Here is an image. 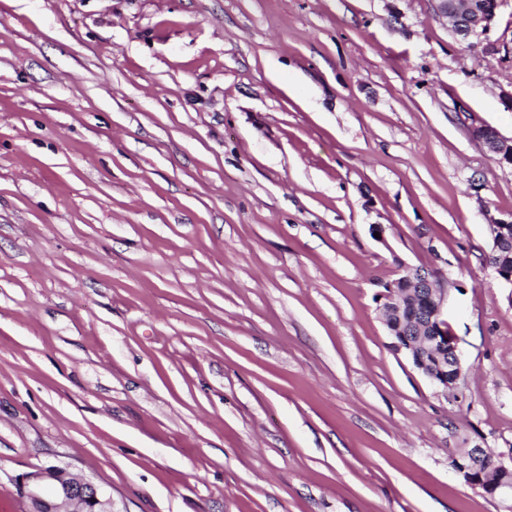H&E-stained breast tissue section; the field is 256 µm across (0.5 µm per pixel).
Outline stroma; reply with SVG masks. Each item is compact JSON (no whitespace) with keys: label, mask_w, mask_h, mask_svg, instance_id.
<instances>
[{"label":"stroma","mask_w":512,"mask_h":512,"mask_svg":"<svg viewBox=\"0 0 512 512\" xmlns=\"http://www.w3.org/2000/svg\"><path fill=\"white\" fill-rule=\"evenodd\" d=\"M0 0V512L48 462L114 512H512V0ZM381 226L375 237L373 226ZM453 282L431 384L380 296ZM484 1L487 0H438L439 12L448 18L452 34L461 43L479 40L490 31L499 1L491 0V6ZM475 46L484 53L495 51L492 44L484 46L481 40ZM472 136L497 156L499 161L512 164V137L505 138L496 129L487 126L475 127ZM453 460L452 467L454 471L461 476L464 483L470 487L475 484L472 488H477L485 494L488 493V487L490 485L512 484V469L505 470L500 467L499 456L486 448H483L480 456L475 458L474 461L478 471L476 475H482V478H477L475 483H473L471 466L467 462L460 460L459 457H455ZM492 494L494 498L503 501H512L511 485H499L494 489Z\"/></svg>","instance_id":"stroma-1"}]
</instances>
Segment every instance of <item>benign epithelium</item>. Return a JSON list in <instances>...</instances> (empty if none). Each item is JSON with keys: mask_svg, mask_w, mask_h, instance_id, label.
<instances>
[{"mask_svg": "<svg viewBox=\"0 0 512 512\" xmlns=\"http://www.w3.org/2000/svg\"><path fill=\"white\" fill-rule=\"evenodd\" d=\"M498 7L499 0L489 4L484 0H438V10L450 21L454 37L462 43L476 40L475 46L481 47L484 53L494 51V47L490 43L483 44L478 38L490 31ZM472 136L499 161L512 164V138H505L487 126L474 128ZM408 272V279L415 287L429 288L435 296L428 324L429 339L425 344L432 349L446 347L456 362H461L457 338L444 318L448 289L437 287L419 268H410ZM14 483L24 512H112V495L104 487L71 475L61 465L46 463L16 477Z\"/></svg>", "mask_w": 512, "mask_h": 512, "instance_id": "obj_1", "label": "benign epithelium"}]
</instances>
